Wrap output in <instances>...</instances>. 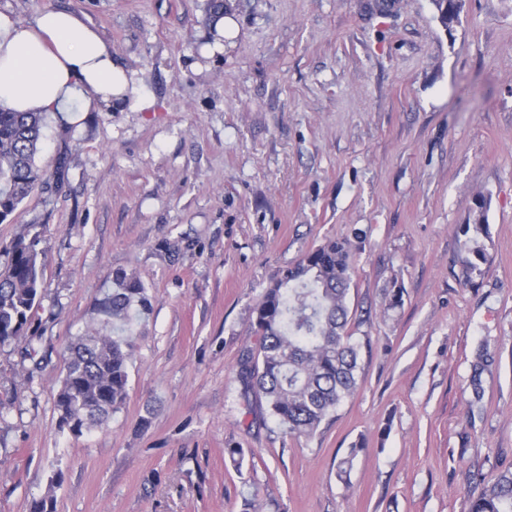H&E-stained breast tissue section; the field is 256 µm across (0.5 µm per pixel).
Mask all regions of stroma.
<instances>
[{
  "label": "stroma",
  "instance_id": "1",
  "mask_svg": "<svg viewBox=\"0 0 512 512\" xmlns=\"http://www.w3.org/2000/svg\"><path fill=\"white\" fill-rule=\"evenodd\" d=\"M207 7L0 0L80 16L138 95L46 116L38 163L60 186L0 223V266L47 239L37 311L0 345V512H467L471 474L512 465V0H464L449 27L431 0H224L238 34L219 53ZM330 239L353 255L359 389L296 439L239 360L265 290ZM117 272L152 308L125 403L76 435L55 407L66 346ZM487 210V202L485 200L480 201L477 204V210L474 212V218L472 224H466L463 232L467 234L471 230V226L474 235L471 237L472 248L471 251L475 257L483 264L489 262V257L486 252L484 243L480 240V236H487V228L485 224V212Z\"/></svg>",
  "mask_w": 512,
  "mask_h": 512
}]
</instances>
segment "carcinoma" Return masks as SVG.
I'll return each instance as SVG.
<instances>
[{"label":"carcinoma","instance_id":"carcinoma-1","mask_svg":"<svg viewBox=\"0 0 512 512\" xmlns=\"http://www.w3.org/2000/svg\"><path fill=\"white\" fill-rule=\"evenodd\" d=\"M44 114L0 110V223L49 177L37 166ZM487 202L477 204L471 251L489 262L480 237L487 235ZM43 238L36 233L15 242L0 270V344L17 339L37 303L43 274ZM352 279L350 244L330 240L287 269L254 309L255 347L241 358L245 388L264 399L271 414L290 435L310 437L340 404L358 389L360 343L349 332L348 295ZM102 302L105 333L75 337L67 346L66 373L56 397L61 421L75 433L103 424L128 394L133 307L147 312L151 300L135 277L122 273ZM491 356L479 348L473 391L481 397L480 376ZM468 512H512V468L490 486L480 473L470 477Z\"/></svg>","mask_w":512,"mask_h":512}]
</instances>
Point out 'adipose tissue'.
Returning <instances> with one entry per match:
<instances>
[{
  "label": "adipose tissue",
  "instance_id": "obj_1",
  "mask_svg": "<svg viewBox=\"0 0 512 512\" xmlns=\"http://www.w3.org/2000/svg\"><path fill=\"white\" fill-rule=\"evenodd\" d=\"M135 93L111 47L74 13L48 10L30 21L0 13V108L69 122L100 103L122 106Z\"/></svg>",
  "mask_w": 512,
  "mask_h": 512
}]
</instances>
